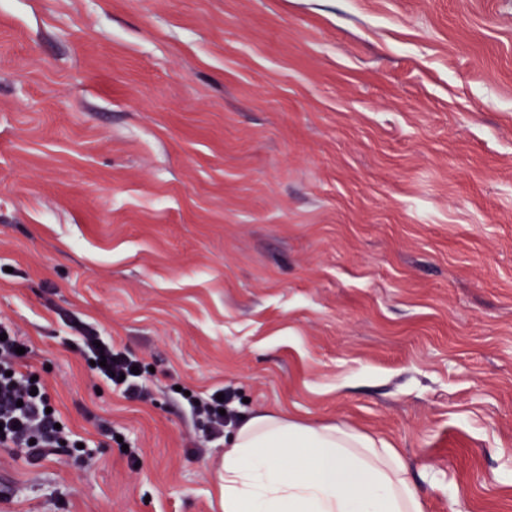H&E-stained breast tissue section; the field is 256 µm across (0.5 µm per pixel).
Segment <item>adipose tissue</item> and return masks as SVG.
Returning a JSON list of instances; mask_svg holds the SVG:
<instances>
[{
	"label": "adipose tissue",
	"instance_id": "1",
	"mask_svg": "<svg viewBox=\"0 0 512 512\" xmlns=\"http://www.w3.org/2000/svg\"><path fill=\"white\" fill-rule=\"evenodd\" d=\"M224 512H424V497L386 441L266 413L227 441Z\"/></svg>",
	"mask_w": 512,
	"mask_h": 512
}]
</instances>
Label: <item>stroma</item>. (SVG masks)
Instances as JSON below:
<instances>
[{
    "instance_id": "1",
    "label": "stroma",
    "mask_w": 512,
    "mask_h": 512,
    "mask_svg": "<svg viewBox=\"0 0 512 512\" xmlns=\"http://www.w3.org/2000/svg\"><path fill=\"white\" fill-rule=\"evenodd\" d=\"M0 324L90 444L0 447V512H224L179 384L512 512V0H0ZM71 328L80 335L82 345L77 349L86 362L88 368L101 377L105 382L113 385H124L125 392L129 398L145 400L148 396L142 385L138 384V380L145 373V365L122 351L114 350L112 343L103 341L97 335V330L91 324L73 319ZM100 341L101 347L94 345V341ZM101 355L105 356L106 367L100 366L102 361ZM95 361V366L90 364ZM132 366H138L140 373L131 372ZM120 375H125L122 382H119Z\"/></svg>"
}]
</instances>
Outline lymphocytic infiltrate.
Segmentation results:
<instances>
[{"label": "lymphocytic infiltrate", "mask_w": 512, "mask_h": 512, "mask_svg": "<svg viewBox=\"0 0 512 512\" xmlns=\"http://www.w3.org/2000/svg\"><path fill=\"white\" fill-rule=\"evenodd\" d=\"M71 328L79 334V352L93 363L95 374L108 384H124L129 398L146 399L147 393L133 372L135 358L114 350L110 343H98L97 331L89 323L75 319ZM23 344L14 334L0 340V447L24 456L31 464L51 454L77 455L81 439L63 425L46 380L34 378L29 364L34 350L17 354V347Z\"/></svg>", "instance_id": "1"}]
</instances>
